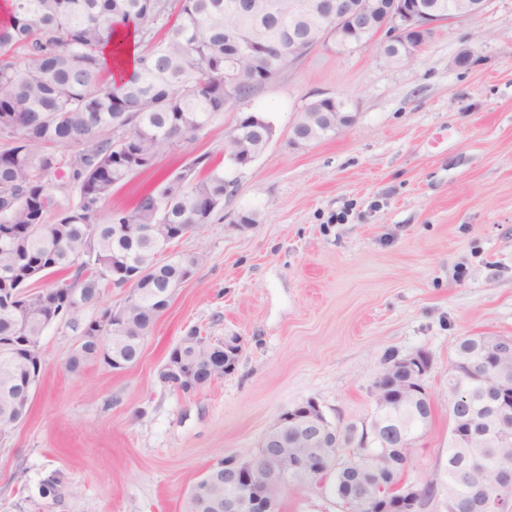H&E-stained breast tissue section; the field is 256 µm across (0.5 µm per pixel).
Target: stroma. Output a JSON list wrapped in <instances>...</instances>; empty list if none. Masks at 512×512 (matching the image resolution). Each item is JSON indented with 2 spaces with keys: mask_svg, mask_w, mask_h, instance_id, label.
Wrapping results in <instances>:
<instances>
[{
  "mask_svg": "<svg viewBox=\"0 0 512 512\" xmlns=\"http://www.w3.org/2000/svg\"><path fill=\"white\" fill-rule=\"evenodd\" d=\"M466 51L472 64L458 66ZM323 97L345 100L354 123L293 146L298 114ZM247 112L277 135L235 173L211 223L171 245L203 261L137 364L68 372L79 330L62 320L45 331L29 414L0 438V512H183L211 467L253 451L289 408L315 402L341 430L369 422L389 355L419 351L433 414L403 480L443 473L458 336H512V0L437 27L401 63L379 39L318 46L114 188L103 213L129 210L198 157L223 160ZM247 210L257 222L239 227ZM193 328L244 345L234 373L185 393L158 372ZM55 471L67 481L59 505L37 495Z\"/></svg>",
  "mask_w": 512,
  "mask_h": 512,
  "instance_id": "obj_1",
  "label": "stroma"
}]
</instances>
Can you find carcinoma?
Masks as SVG:
<instances>
[{"label": "carcinoma", "instance_id": "obj_1", "mask_svg": "<svg viewBox=\"0 0 512 512\" xmlns=\"http://www.w3.org/2000/svg\"><path fill=\"white\" fill-rule=\"evenodd\" d=\"M278 11L265 8L270 2ZM246 16L237 12L243 0H11L9 17L0 19V127L9 131L10 143L0 150V226H28L12 238L0 237V295L33 281L35 273L51 279L70 271L71 288L82 295V305L96 307L101 290L111 281L101 278L112 264L141 266L139 297L125 303L126 314L117 328L112 323H71L90 328L103 344L87 342L72 350L66 369L76 373L91 362L108 367L118 361L135 365L145 338L155 323L157 299L169 286L183 281L201 254L167 262L155 261L154 246L144 232L149 224H179L183 233L211 222L232 191L234 180L225 165L209 164L203 175L195 165L185 169L180 190L169 193L177 178L174 171L144 194L129 212L98 220L102 204L112 190L130 175L153 165L155 158L191 138L224 112V66L234 64L240 89L250 97L261 88L253 74L254 59L236 58L231 45L275 40L287 47L280 65L292 67L297 49L291 37H301L318 24L316 14L299 8L305 0H251ZM132 29L134 47L131 71L114 78L103 48L117 29ZM306 112L318 116L311 127L314 139L326 137L328 113L336 107L319 98ZM125 133L117 138L112 128ZM75 146L67 159L52 148ZM68 181L55 185L52 177L62 167ZM74 191L77 202L60 206L55 191ZM58 212L54 221L50 212ZM129 232L115 231V225ZM61 303L48 297L44 310L27 315L13 302L0 299V429L10 428L14 407L28 412L30 404L17 405L13 389L37 383L41 366L30 363L17 337L38 342L60 319ZM183 365L199 368L212 379L224 370L220 341L188 331L174 347ZM505 372L512 376V336L459 337L448 374V410L452 427L448 436V468L442 485L453 512H478L483 492L494 486L495 471L512 460V402L487 396L485 385ZM431 418L430 401L419 399L395 415L379 409L371 415L391 432L403 430L417 438ZM359 448L347 461L328 469L325 490L346 493L354 512H370L364 496L372 485L398 484L404 471L406 448L389 449L380 474L361 469L354 461L364 456ZM66 484L52 473L39 485L46 499Z\"/></svg>", "mask_w": 512, "mask_h": 512}]
</instances>
